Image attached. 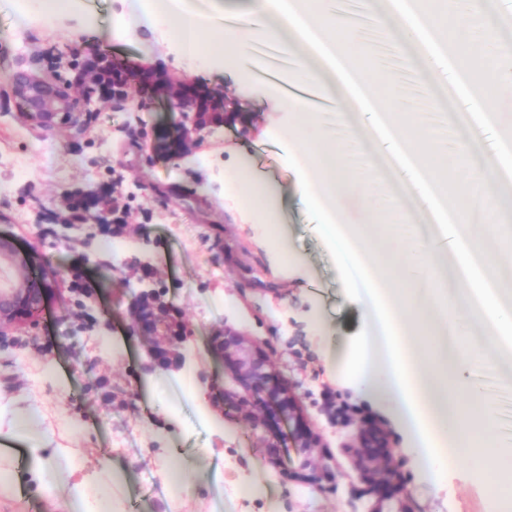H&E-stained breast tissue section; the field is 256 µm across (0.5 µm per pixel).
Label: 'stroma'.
I'll use <instances>...</instances> for the list:
<instances>
[{
    "instance_id": "1",
    "label": "stroma",
    "mask_w": 512,
    "mask_h": 512,
    "mask_svg": "<svg viewBox=\"0 0 512 512\" xmlns=\"http://www.w3.org/2000/svg\"><path fill=\"white\" fill-rule=\"evenodd\" d=\"M490 5L505 24L496 34L479 30L478 43L500 57L505 82L512 78V0ZM350 13L365 32L353 48L359 62L394 85L413 82L402 57L388 61L373 53V22L359 8ZM85 46L177 80L230 88L254 113L253 126L245 135L221 127L177 164L148 148L153 130L175 118L156 97H135L122 110L96 99L80 135L28 129L8 75L31 70L72 78L73 52ZM274 91V82L257 77L250 54L219 67L186 59L170 47L165 23H140L122 0H81L51 16L29 0H0V234L33 256L35 273L51 282L37 323L0 335V397L38 407L35 432L53 436L82 473H93L105 457L123 469L116 512H167L164 472L175 461L185 478L179 512H268L272 501L278 512H369L376 497L366 492L343 444L370 423L389 433L413 512H495L487 496L493 472L463 466L443 487L423 481L391 414L327 373L325 348L360 335L362 319L344 297L317 215L294 194L297 172L286 148L270 137L303 121L274 100ZM19 157L21 173L14 169ZM245 158L249 178L285 189L280 210L289 254L276 247L265 218L243 210L238 191L227 186ZM78 191L116 202L125 232L95 224L63 229L66 200ZM131 235L141 239L166 301L193 329L194 376L214 375L225 390L234 389L235 370L215 356L213 341L224 326L243 331L295 392L296 427L318 435L320 447L269 456L268 441L288 434L280 413L253 427L228 411L217 431L184 397L149 389L152 345L133 328L119 284L125 270L108 250ZM9 448L14 482L0 489V512H64L63 490L49 495L30 483L25 445ZM309 469L318 483L305 479ZM246 483L260 484L263 495L239 497Z\"/></svg>"
}]
</instances>
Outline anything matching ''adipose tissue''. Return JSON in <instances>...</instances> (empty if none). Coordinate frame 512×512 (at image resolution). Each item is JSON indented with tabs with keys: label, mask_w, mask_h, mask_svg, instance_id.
I'll return each mask as SVG.
<instances>
[{
	"label": "adipose tissue",
	"mask_w": 512,
	"mask_h": 512,
	"mask_svg": "<svg viewBox=\"0 0 512 512\" xmlns=\"http://www.w3.org/2000/svg\"><path fill=\"white\" fill-rule=\"evenodd\" d=\"M428 2L361 0V9L405 62L446 71L466 18H484L492 28L500 23L488 13L487 0H467L461 16L454 0H445L439 12ZM225 14L223 0H149L144 10L148 22L173 24V42L184 57L218 62L232 52L216 38ZM230 14L241 47L276 40L305 71L308 85L343 106L338 123L366 151L388 156L403 195L432 218L415 225L404 241L391 224L347 223L345 202L362 185L344 170L335 144L324 142L312 163L301 130L281 132L298 172L296 195L319 215L346 296L366 312V332L326 351L327 365L393 408L408 433L407 450L430 483L441 484L448 469L463 465L512 475V449L499 446L492 404L471 379L473 372L493 373L512 362V197L494 190L512 180V128L500 110L503 101L512 102V87L473 98L468 111L444 115L448 126L467 131L462 174L470 184L468 210L484 218L464 224L458 208L440 197L435 167L404 127L400 98L344 53V44L362 37L351 15L333 0H241ZM470 325L481 326L482 335L463 338ZM420 329L427 339L419 345L414 336ZM457 384L466 390L470 411L452 394ZM32 413L28 405L11 408L6 433L27 442L40 489L53 490L73 474L75 463L61 452L56 465H42L52 441L32 432ZM121 484L120 472L103 465L69 486L66 512H113L112 492Z\"/></svg>",
	"instance_id": "ef3b65f1"
}]
</instances>
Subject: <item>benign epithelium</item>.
Wrapping results in <instances>:
<instances>
[{
    "label": "benign epithelium",
    "instance_id": "benign-epithelium-1",
    "mask_svg": "<svg viewBox=\"0 0 512 512\" xmlns=\"http://www.w3.org/2000/svg\"><path fill=\"white\" fill-rule=\"evenodd\" d=\"M8 80L13 95L22 104L21 116L26 123L43 130L63 129L75 134L84 131L85 116L91 112L94 96L108 94L120 107L133 93L151 86L170 110L178 112L179 119L170 128H159L150 149L173 160L196 153L214 128L230 123L229 116L240 111L239 101L224 87L197 86L151 69H119L112 58L96 50L85 54L77 65L75 82L82 90L79 97L68 92L69 83L32 71H15L9 74ZM86 201V223H113L109 212L100 208L95 199L88 196ZM123 284L130 292L128 309L139 333L156 341L154 368L161 372L181 369L186 362L192 329L173 319L170 306L161 290L154 286L151 274L138 278L136 288L127 279ZM48 287L47 279L33 278L30 259L20 255L13 239L0 235V334L22 324L35 323ZM218 351L221 357L234 362L240 392H226L213 379L206 393L212 406L234 407L243 420L254 423L258 421L256 408L271 403L283 414L295 413L297 397L288 388V382L266 371L264 359L252 352L244 334L224 329ZM348 447L361 479L369 490L378 493V502L403 493L398 467L389 463L392 449L384 430H362Z\"/></svg>",
    "mask_w": 512,
    "mask_h": 512
}]
</instances>
